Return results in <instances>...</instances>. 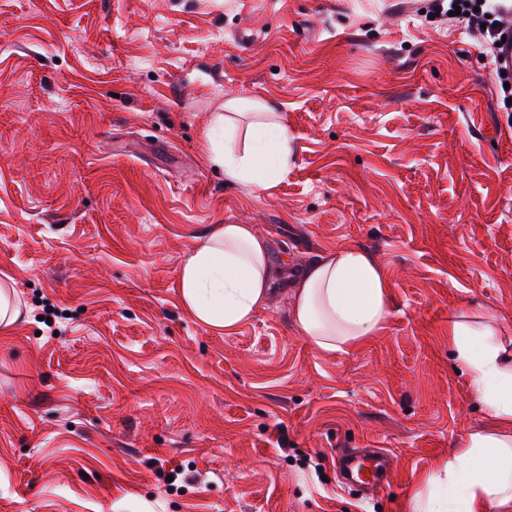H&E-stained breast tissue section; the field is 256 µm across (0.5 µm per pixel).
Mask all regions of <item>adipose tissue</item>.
I'll return each instance as SVG.
<instances>
[{
  "label": "adipose tissue",
  "mask_w": 512,
  "mask_h": 512,
  "mask_svg": "<svg viewBox=\"0 0 512 512\" xmlns=\"http://www.w3.org/2000/svg\"><path fill=\"white\" fill-rule=\"evenodd\" d=\"M235 128V113L215 114L206 135L211 161L223 167L228 182L269 190L294 161L280 113L263 104L240 147ZM275 276L269 245L252 225L219 224L182 261L180 297L197 323L228 335L266 307ZM389 288L367 252L339 248L300 272L290 294L292 318L318 351L352 349L384 327ZM479 315L476 324L464 313L450 318L448 346L494 426L470 434L440 476L419 478V485L437 484L445 492L414 497V512H512V334L488 310Z\"/></svg>",
  "instance_id": "adipose-tissue-1"
}]
</instances>
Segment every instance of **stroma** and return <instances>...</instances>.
Listing matches in <instances>:
<instances>
[{"label":"stroma","mask_w":512,"mask_h":512,"mask_svg":"<svg viewBox=\"0 0 512 512\" xmlns=\"http://www.w3.org/2000/svg\"><path fill=\"white\" fill-rule=\"evenodd\" d=\"M431 0H0V512H409L491 426L448 349L512 327V88ZM275 103L295 159L268 191L204 159L228 100ZM251 224L279 271L233 335L180 265ZM356 245L391 285L363 346L289 312L307 261ZM384 449L388 483L343 481ZM9 278L0 281V331L9 330L18 320L20 310Z\"/></svg>","instance_id":"stroma-1"}]
</instances>
